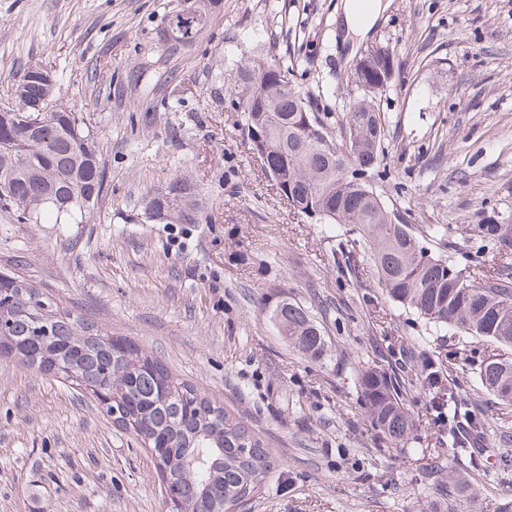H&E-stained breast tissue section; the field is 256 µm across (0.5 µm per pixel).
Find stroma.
<instances>
[{"instance_id": "1", "label": "stroma", "mask_w": 512, "mask_h": 512, "mask_svg": "<svg viewBox=\"0 0 512 512\" xmlns=\"http://www.w3.org/2000/svg\"><path fill=\"white\" fill-rule=\"evenodd\" d=\"M365 36L343 0H222L190 46L159 39L183 0H0V100L29 66L52 70L91 127L102 197L80 224H25L0 210V272L15 273L100 333L162 361L261 438L276 461L250 512H448V475L481 490L483 512L512 501L499 426L512 406L476 388L493 344L431 334L382 290L347 225L290 209L246 140L224 74L242 52L292 53L321 111L341 120L357 57L400 64L374 103L386 121L375 189L414 231L463 266H495L486 221L512 224V0H383ZM199 191L201 221L148 218L145 197L176 176ZM308 307L324 358L294 351L272 317ZM440 369L431 384L416 357ZM398 381L416 430L389 449L359 406L361 370ZM453 392L487 431L483 466L455 457L432 409ZM149 450L62 379L0 358V512H162Z\"/></svg>"}]
</instances>
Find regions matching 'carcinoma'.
<instances>
[{
	"label": "carcinoma",
	"mask_w": 512,
	"mask_h": 512,
	"mask_svg": "<svg viewBox=\"0 0 512 512\" xmlns=\"http://www.w3.org/2000/svg\"><path fill=\"white\" fill-rule=\"evenodd\" d=\"M217 0H191L188 12L209 20ZM181 12L164 19L160 40L195 41L202 27L166 35ZM300 61L246 60L230 71L234 105L245 124L264 132V170L286 185L293 208L318 215L323 224H351L369 246L379 282L394 302L415 310L436 331L453 329L485 339L498 353L484 358L473 376L488 394L512 405V224H480L503 264L459 267L422 246L409 225L391 219L371 180L383 158L385 125L373 100L361 89L379 78L385 65L365 59L357 94L340 126L329 131V114L296 81ZM31 68L14 81L11 97L24 111L0 112V209L43 224L81 223L98 202L105 182L94 136L84 117L62 101L56 78ZM146 209L163 212L175 224L199 223L197 190L184 177L147 195ZM0 295L12 303L0 309V351L62 379L72 388L112 395L107 416L135 439L157 450L163 482L176 490L187 512L229 510L255 497L275 461L262 441L195 386L175 377L158 359L125 341L98 333L26 280L0 273ZM289 346L317 359L327 352L322 327L305 306L283 301L273 310ZM360 406L371 425L394 448L411 439L415 423L399 385L380 368L357 378ZM448 422V444L468 451L484 420L461 414L454 393L435 404ZM479 494L462 476H449L448 512H476Z\"/></svg>",
	"instance_id": "1"
}]
</instances>
